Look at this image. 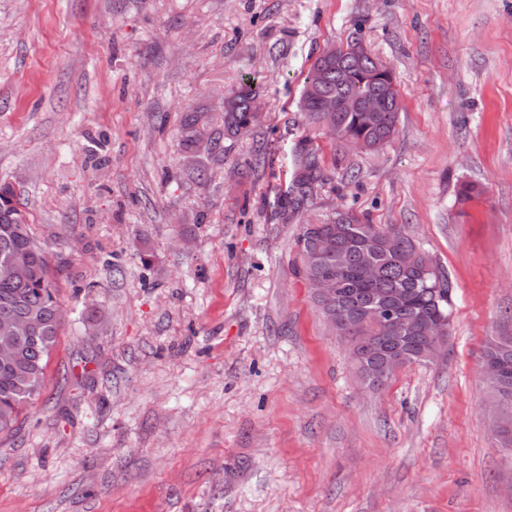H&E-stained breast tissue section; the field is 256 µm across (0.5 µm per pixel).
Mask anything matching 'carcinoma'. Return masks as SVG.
<instances>
[{
    "label": "carcinoma",
    "instance_id": "carcinoma-1",
    "mask_svg": "<svg viewBox=\"0 0 512 512\" xmlns=\"http://www.w3.org/2000/svg\"><path fill=\"white\" fill-rule=\"evenodd\" d=\"M376 62L370 54L361 62L346 57L341 61L342 71L338 72L336 62L317 57L302 78L301 111L316 123L321 118L317 112L320 99L345 102L383 91L384 85L375 74ZM261 91L262 85L256 78L242 77L236 89L224 97L222 129L214 126L206 109L182 113L178 123L180 148L194 155L199 138L206 135L212 143L206 159L224 161V140L258 124L250 104ZM401 111L399 91L395 88L389 111L367 113L345 108L333 113L334 128L327 134L339 143L361 141L365 149L379 150L396 134ZM329 180L316 152L301 148L294 183L278 197L275 214L288 221V215L301 208L314 187ZM383 233L396 235L403 253L399 258L379 256L378 278L370 284H360L354 277L352 262L361 249L362 239ZM310 244L326 254L327 262L321 268L304 262L303 274H337V299L329 303L320 301L318 306L336 333L348 341L361 380L371 388H381L375 374L386 351L400 356L403 366L424 362L423 354L431 337L422 330L406 337L401 333V325L419 315L429 320L451 317L452 286L432 258L401 229L382 228L350 211L339 212L315 226L302 225L296 241L298 254L306 252ZM19 260L25 264L22 273L7 276L0 271V329H4L6 312L12 321L30 325L31 331L19 337L9 356L0 355V433L13 428L22 408L39 393L63 317L49 252L34 238L20 209L14 184L0 182V267ZM426 262L432 264L428 273L424 272ZM483 359H495L503 367L501 382L491 387L494 406L512 403V336L489 340Z\"/></svg>",
    "mask_w": 512,
    "mask_h": 512
}]
</instances>
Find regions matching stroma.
<instances>
[{
    "mask_svg": "<svg viewBox=\"0 0 512 512\" xmlns=\"http://www.w3.org/2000/svg\"><path fill=\"white\" fill-rule=\"evenodd\" d=\"M356 31L403 106L373 153L298 108L301 74ZM247 74L257 129L188 179L181 113L221 115ZM303 141L329 180L284 222ZM1 180L64 318L40 395L0 433V512H512L481 373L512 336V0H0ZM464 182L479 194L461 205ZM348 208L452 284L442 358L380 390L295 246Z\"/></svg>",
    "mask_w": 512,
    "mask_h": 512,
    "instance_id": "35a3bbf8",
    "label": "stroma"
}]
</instances>
